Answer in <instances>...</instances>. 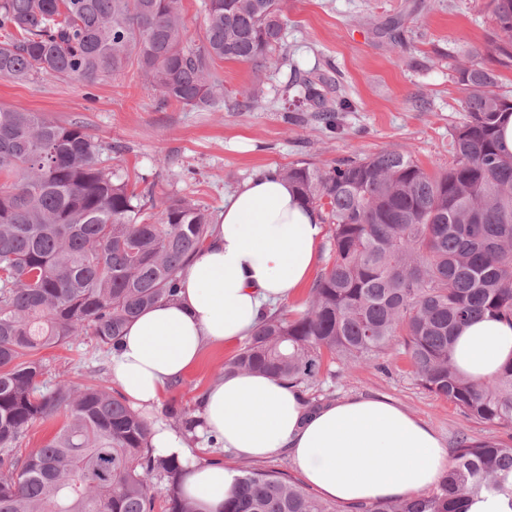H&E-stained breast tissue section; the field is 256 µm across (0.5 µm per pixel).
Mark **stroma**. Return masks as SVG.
<instances>
[{
    "instance_id": "stroma-1",
    "label": "stroma",
    "mask_w": 512,
    "mask_h": 512,
    "mask_svg": "<svg viewBox=\"0 0 512 512\" xmlns=\"http://www.w3.org/2000/svg\"><path fill=\"white\" fill-rule=\"evenodd\" d=\"M288 26L281 47L287 65L264 73V98L245 112L236 93L254 79L251 64L217 62L224 103L209 112L161 105L136 65L92 83L43 76L18 83L0 78V105L41 112L61 123L80 122L108 147L105 166L129 177L147 204L177 195L212 215L224 195L264 170L310 163L333 165L384 149L410 153L425 169L447 168L450 134L462 124V94L454 69L465 51L482 48L495 28L490 0H285ZM320 65L331 79L329 96L347 101L336 130L312 112L282 114V95L293 67ZM237 344L207 346L198 363L170 388L148 422L167 421L168 408L198 417L205 390L224 375ZM42 382H96L112 387L109 352L93 336L43 350ZM310 401L384 395L431 426L446 448L460 439L512 440V429L476 422L448 399L414 380L402 341L374 362L324 364Z\"/></svg>"
}]
</instances>
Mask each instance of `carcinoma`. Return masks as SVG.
Instances as JSON below:
<instances>
[{
	"mask_svg": "<svg viewBox=\"0 0 512 512\" xmlns=\"http://www.w3.org/2000/svg\"><path fill=\"white\" fill-rule=\"evenodd\" d=\"M496 27L455 67L466 120L452 162L430 173L386 149L334 166L280 171L301 200L333 225L332 263L308 309L264 320L224 373L250 371L314 385L328 354L339 366L377 359L397 338L418 384L468 417L512 427V360L488 381L454 368L456 332L486 315L512 324V153L499 141L512 96V0H492ZM206 28L189 40L182 0H0V78L49 75L94 82L136 57L161 104L209 112L224 98L216 61L255 66L238 92L260 105L266 66L282 45V0H204ZM488 60L486 64L475 61ZM314 75L285 89L329 127L347 109ZM104 145L83 124L0 106V512H153L152 481H165L166 512H194L182 465L156 456L151 425L93 379L39 385V353L83 334L110 350L142 310L177 299L180 273L209 238L208 210L170 197L157 211L128 175L101 165ZM65 413L43 445L23 453L28 428ZM484 496L512 512V444L461 440L432 492L354 506L355 512H467ZM222 512H340L277 471L247 470Z\"/></svg>",
	"mask_w": 512,
	"mask_h": 512,
	"instance_id": "1",
	"label": "carcinoma"
}]
</instances>
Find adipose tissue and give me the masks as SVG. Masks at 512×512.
Masks as SVG:
<instances>
[{"instance_id":"ef3b65f1","label":"adipose tissue","mask_w":512,"mask_h":512,"mask_svg":"<svg viewBox=\"0 0 512 512\" xmlns=\"http://www.w3.org/2000/svg\"><path fill=\"white\" fill-rule=\"evenodd\" d=\"M322 234L317 213L275 173H258L225 196L208 243L181 272L178 301L125 327L110 364L122 394L153 408L206 345L250 336L310 281ZM452 358L471 380L494 378L512 360V325L490 317L469 324L457 332ZM198 432L222 441L230 463L193 457L160 422L151 441L155 454L182 461L183 491L197 512H221L241 476L238 459L286 456L306 485L348 505L414 496L448 470L435 431L390 398L345 396L313 409L298 388L258 373L215 381Z\"/></svg>"}]
</instances>
